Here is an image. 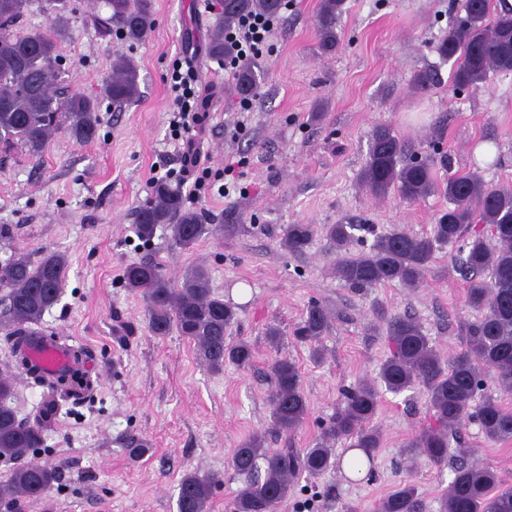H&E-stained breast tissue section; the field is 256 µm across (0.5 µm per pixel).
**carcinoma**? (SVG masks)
Instances as JSON below:
<instances>
[{
  "label": "carcinoma",
  "mask_w": 512,
  "mask_h": 512,
  "mask_svg": "<svg viewBox=\"0 0 512 512\" xmlns=\"http://www.w3.org/2000/svg\"><path fill=\"white\" fill-rule=\"evenodd\" d=\"M32 0H0V146L39 156L59 132L77 142H91L98 129V98L80 92L64 93L56 87L58 44L65 35L61 9L65 0H51L55 18L40 30L14 31L16 20ZM109 21L131 40L142 39L153 25L150 0H106ZM344 0H321L316 16L320 48L332 52ZM282 0H224L222 21L214 31L209 55L222 61L238 59L240 94L255 95L261 71L254 62L237 58L227 33L242 17L275 16ZM444 62L451 64L450 81L455 90L479 89L494 73L512 72V7L494 8L492 0H463L461 11L448 33L435 45ZM140 95L137 64L119 58L102 88V96L121 106ZM434 162L406 158V146L391 128L377 127L371 138L362 182L376 197L390 191L412 202L439 193L448 199L426 236L395 229L376 237L367 251L342 255L336 275L344 286L364 291L398 283L406 288L423 285L437 251L466 238L460 272L466 284L468 306L477 313L473 321L459 322L466 349L446 360L432 345L422 325L411 315L389 314L373 306L384 325L390 356L382 363L379 383L362 382L343 394L342 406L323 429L322 441L298 452L292 448L264 446L262 435H253L234 451L232 466L244 476L233 497L232 512H274L288 497L290 483L301 475L318 478L336 468V449L330 440H348L361 449L368 468H373L381 436L371 421L379 406L378 387L392 394L423 388L433 424L424 428L409 445V452L424 455L441 465L452 462V478L440 497L439 512H512V484L504 483L487 467L467 463L468 450L461 447L466 418L478 421L482 433L493 440L512 441V410L483 393L486 379L500 390L512 391V185L488 187L473 171L448 173L444 180L433 174ZM170 233L173 242L189 248L209 231L197 211L186 206L179 188L160 180L151 198L136 215L137 236L149 241L157 230ZM360 224H329L326 238L336 250L347 248ZM315 234L310 224H288L282 244L302 252ZM64 254L50 251L34 261L16 252L0 267V332L11 340V358L18 369L31 372L19 362L44 315L61 298ZM126 287L139 292L147 306L151 331L156 336L178 333L194 344L198 358L219 372L227 363L247 368L253 360L249 343H229L224 334L237 312L216 296L202 267L185 271L179 280L167 278L153 261L126 266ZM329 328L325 309L312 304L303 316L296 337L317 344ZM275 379L271 429L291 431L309 413L301 389L299 369L288 357L274 360ZM14 382L0 375V459L12 466L0 486V510L13 512L27 502L43 499L62 479V467L27 463L26 453L44 443V427L18 418L7 403ZM219 479L184 474L178 486V512H208ZM416 488L409 482L384 497L378 512H418Z\"/></svg>",
  "instance_id": "obj_1"
}]
</instances>
